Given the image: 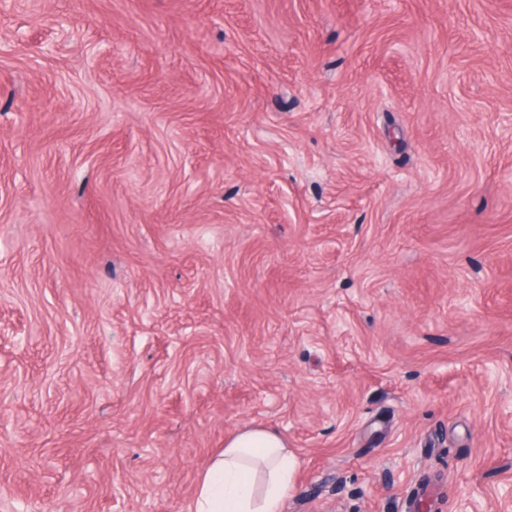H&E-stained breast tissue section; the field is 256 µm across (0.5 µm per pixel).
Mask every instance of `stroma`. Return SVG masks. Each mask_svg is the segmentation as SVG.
<instances>
[{
	"label": "stroma",
	"mask_w": 512,
	"mask_h": 512,
	"mask_svg": "<svg viewBox=\"0 0 512 512\" xmlns=\"http://www.w3.org/2000/svg\"><path fill=\"white\" fill-rule=\"evenodd\" d=\"M512 512V0H0V512ZM296 469L288 440L259 426L224 440L199 478L190 512H280Z\"/></svg>",
	"instance_id": "stroma-1"
}]
</instances>
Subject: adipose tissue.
I'll return each mask as SVG.
<instances>
[{"label": "adipose tissue", "mask_w": 512, "mask_h": 512, "mask_svg": "<svg viewBox=\"0 0 512 512\" xmlns=\"http://www.w3.org/2000/svg\"><path fill=\"white\" fill-rule=\"evenodd\" d=\"M296 460L287 439L249 426L224 441L200 477L190 512H280Z\"/></svg>", "instance_id": "1"}]
</instances>
